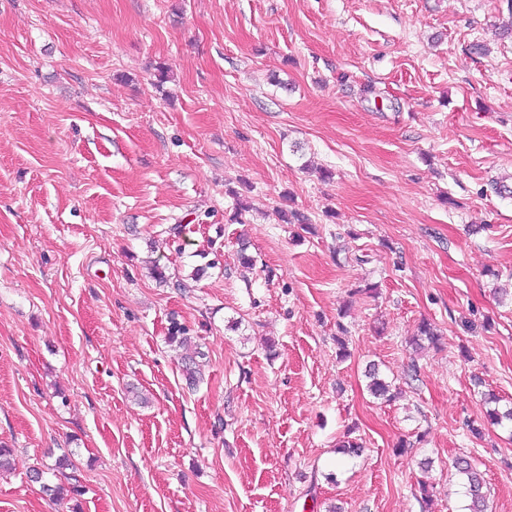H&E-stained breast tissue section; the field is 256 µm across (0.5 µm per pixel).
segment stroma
Here are the masks:
<instances>
[{
	"label": "stroma",
	"mask_w": 512,
	"mask_h": 512,
	"mask_svg": "<svg viewBox=\"0 0 512 512\" xmlns=\"http://www.w3.org/2000/svg\"><path fill=\"white\" fill-rule=\"evenodd\" d=\"M506 15L0 0V512H465L459 457L512 512V425L482 401L512 407ZM424 321L441 344L418 352ZM372 363L400 399L370 395ZM349 430L363 452L337 459ZM69 476L75 511L43 490Z\"/></svg>",
	"instance_id": "35a3bbf8"
}]
</instances>
